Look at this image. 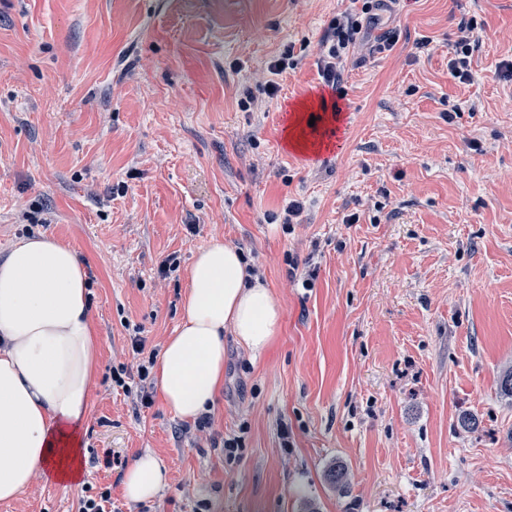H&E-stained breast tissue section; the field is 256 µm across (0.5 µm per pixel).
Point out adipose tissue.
Listing matches in <instances>:
<instances>
[{
  "label": "adipose tissue",
  "instance_id": "obj_1",
  "mask_svg": "<svg viewBox=\"0 0 512 512\" xmlns=\"http://www.w3.org/2000/svg\"><path fill=\"white\" fill-rule=\"evenodd\" d=\"M182 319L155 365L170 411L185 420L207 413L224 384V332L252 355L282 327L271 288L241 252L215 241L188 269ZM84 268L69 247L25 237L0 257V501L17 498L35 477L74 482L91 405L99 346L91 325ZM167 482L151 451L127 469L129 501L152 500Z\"/></svg>",
  "mask_w": 512,
  "mask_h": 512
}]
</instances>
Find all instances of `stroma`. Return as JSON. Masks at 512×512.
I'll return each mask as SVG.
<instances>
[{"instance_id": "35a3bbf8", "label": "stroma", "mask_w": 512, "mask_h": 512, "mask_svg": "<svg viewBox=\"0 0 512 512\" xmlns=\"http://www.w3.org/2000/svg\"><path fill=\"white\" fill-rule=\"evenodd\" d=\"M347 5L0 0V255L27 234L72 248L99 343L83 477L35 478L0 512H77L105 490L109 512H512V0H389L335 92L319 42ZM464 17L484 28L469 84L448 74ZM289 44L297 68L270 76ZM303 102L330 140L314 154L284 141ZM291 200L305 209L286 225ZM215 240L283 320L254 358L225 334L196 447L112 373L134 334L161 352ZM147 450L169 482L133 503L123 476Z\"/></svg>"}]
</instances>
